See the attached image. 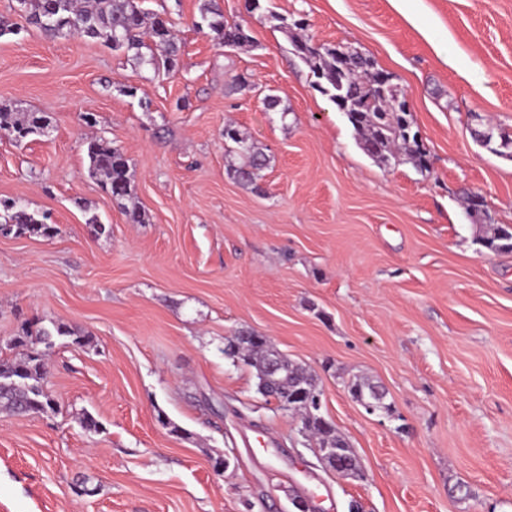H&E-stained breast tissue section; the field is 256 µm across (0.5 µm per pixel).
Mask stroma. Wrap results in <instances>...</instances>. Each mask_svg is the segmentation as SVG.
I'll use <instances>...</instances> for the list:
<instances>
[{
  "label": "stroma",
  "instance_id": "stroma-1",
  "mask_svg": "<svg viewBox=\"0 0 512 512\" xmlns=\"http://www.w3.org/2000/svg\"><path fill=\"white\" fill-rule=\"evenodd\" d=\"M217 3L249 46L199 29L202 0H144L180 39L166 77L46 37L0 0V104L54 119L0 137V198L57 228L0 235V356L29 326L68 330L48 360L59 411L0 413V512H296L300 497L312 512H512V253L479 243L462 199L512 225V159L472 136L512 133V0ZM280 16L392 76L429 172L363 152ZM228 125L269 158L256 188L227 174ZM91 136L128 158L145 223L89 177ZM241 330L313 373L363 478L326 471L225 356ZM356 376L384 386L387 412L351 397Z\"/></svg>",
  "mask_w": 512,
  "mask_h": 512
}]
</instances>
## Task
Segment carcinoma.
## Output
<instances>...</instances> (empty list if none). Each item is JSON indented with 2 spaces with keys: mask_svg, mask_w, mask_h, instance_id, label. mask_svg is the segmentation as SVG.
<instances>
[{
  "mask_svg": "<svg viewBox=\"0 0 512 512\" xmlns=\"http://www.w3.org/2000/svg\"><path fill=\"white\" fill-rule=\"evenodd\" d=\"M18 10L28 23L47 36L64 32L98 39L114 50H123L149 66L154 72L170 74L177 70L180 46L170 21L160 15L149 16L141 0H16ZM201 23L213 39L224 47H242L251 36L239 23L224 21V13L216 0H204L200 11ZM287 29L292 53L298 57L316 78L315 87L344 112L358 135L361 149L382 162L399 161L408 157L422 172L430 169V159L423 147L413 115L402 111L395 93L401 88L393 81L381 79L382 70L375 61L361 51L350 53L335 46L316 45L309 36ZM50 126L44 112H15L0 106V137L20 142L32 135L44 134ZM224 139L236 144L241 163L229 169L228 174L243 186H256L260 172L268 166V157L254 144L241 137L228 125ZM475 139L495 154L512 153V136L495 133L486 127L475 133ZM87 171L99 181L102 188L116 201L132 193L128 160L121 150L102 137H91L85 142ZM0 221L14 225L18 234L52 237L57 227L30 213L18 201L0 199ZM480 243L495 253H512V226L498 225ZM52 332L43 327L28 331L16 339L14 346L43 344L45 349L29 350L19 357L0 359V412L30 414L55 412L58 404L47 389L48 348ZM224 354L252 368L258 382L268 377L267 366L272 355L269 343L247 335L239 340L237 348L224 349ZM283 396L289 398L290 409L300 413L307 433L315 438L316 447L326 465L336 468L345 462L351 476L359 474L357 457L348 442L332 422L316 407L312 396L318 392L313 376L303 379L292 366L275 375ZM306 398L290 399L298 391Z\"/></svg>",
  "mask_w": 512,
  "mask_h": 512,
  "instance_id": "carcinoma-1",
  "label": "carcinoma"
}]
</instances>
